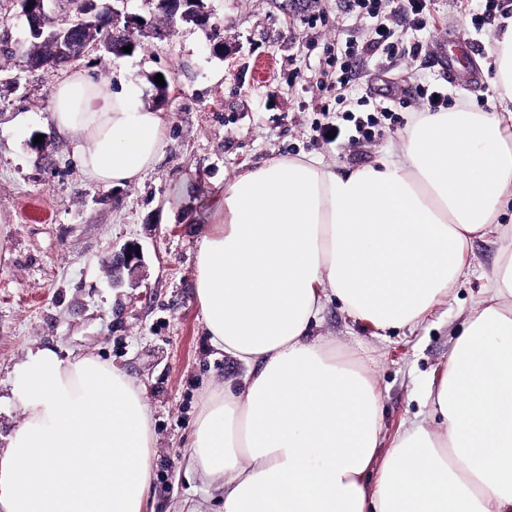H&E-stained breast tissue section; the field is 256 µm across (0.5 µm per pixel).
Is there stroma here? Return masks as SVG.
<instances>
[{
    "mask_svg": "<svg viewBox=\"0 0 512 512\" xmlns=\"http://www.w3.org/2000/svg\"><path fill=\"white\" fill-rule=\"evenodd\" d=\"M217 26L209 33L181 22L166 35L116 60L87 54L60 68H32L21 55L0 54V448L22 423L13 390L31 353L63 359L87 355L121 369L139 388L155 434L144 512H224V488L189 467L202 399L242 389L250 365L213 345L195 299L196 254L216 221L224 182L277 159L314 158L342 174L397 150L410 112H400L375 142L350 148L351 124L328 144L314 120L328 100L320 82L336 72L328 47L363 38L367 23L336 10V0H206ZM331 14L327 24L312 18ZM421 31L407 19L397 29L422 42L424 57L393 65L363 58L361 78L345 91L341 110L415 86H439L452 101L497 111L489 55L491 25L476 28L467 0H434ZM471 42L464 67L449 68L459 33ZM223 43L213 52L214 43ZM143 86L141 102L162 112L165 146L138 182L100 187L73 160L72 134L53 128L50 94L70 72ZM163 75L165 92L152 79ZM49 136L41 152L34 139ZM130 241L143 248L135 278L113 286L105 257ZM495 235L473 239L466 273L416 324L379 332L326 302L312 333L357 349L383 395L380 453L413 421L426 419V389L439 376L472 306L496 270Z\"/></svg>",
    "mask_w": 512,
    "mask_h": 512,
    "instance_id": "1",
    "label": "stroma"
}]
</instances>
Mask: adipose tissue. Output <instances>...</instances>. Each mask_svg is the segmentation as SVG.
Returning a JSON list of instances; mask_svg holds the SVG:
<instances>
[{
    "instance_id": "1",
    "label": "adipose tissue",
    "mask_w": 512,
    "mask_h": 512,
    "mask_svg": "<svg viewBox=\"0 0 512 512\" xmlns=\"http://www.w3.org/2000/svg\"><path fill=\"white\" fill-rule=\"evenodd\" d=\"M512 104V23L491 32ZM141 89L71 73L51 122L85 176L139 180L164 140ZM512 111L420 113L398 155L339 174L274 160L226 183L199 243L195 297L213 343L255 364L205 400L189 462L224 512H512ZM499 260L416 421L376 453L382 394L364 358L311 329L328 298L377 330L407 326L463 274L473 238ZM25 420L0 449V512H143L154 439L140 390L94 358L40 349L14 388Z\"/></svg>"
}]
</instances>
